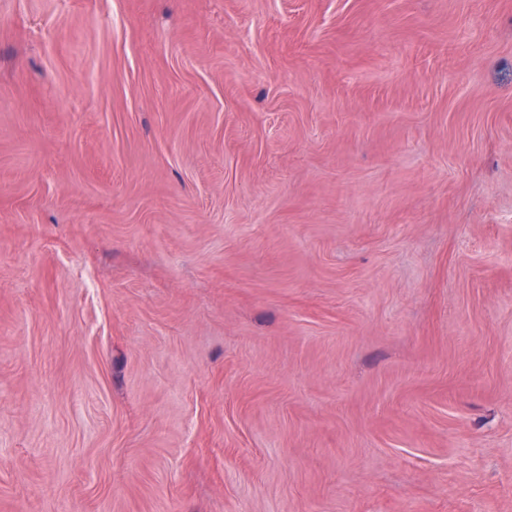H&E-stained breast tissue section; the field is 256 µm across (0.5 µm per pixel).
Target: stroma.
Here are the masks:
<instances>
[{
    "mask_svg": "<svg viewBox=\"0 0 512 512\" xmlns=\"http://www.w3.org/2000/svg\"><path fill=\"white\" fill-rule=\"evenodd\" d=\"M0 512H512V0H0Z\"/></svg>",
    "mask_w": 512,
    "mask_h": 512,
    "instance_id": "obj_1",
    "label": "stroma"
}]
</instances>
